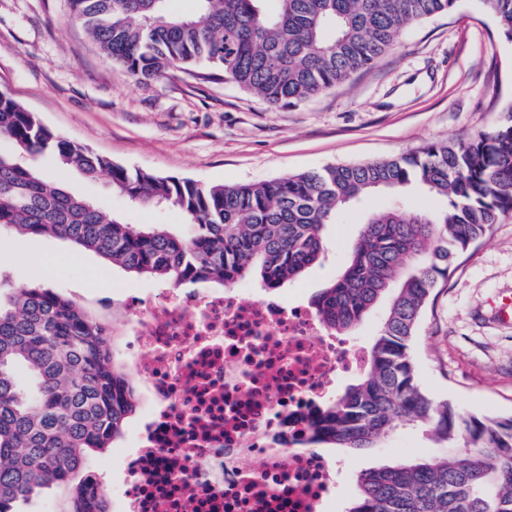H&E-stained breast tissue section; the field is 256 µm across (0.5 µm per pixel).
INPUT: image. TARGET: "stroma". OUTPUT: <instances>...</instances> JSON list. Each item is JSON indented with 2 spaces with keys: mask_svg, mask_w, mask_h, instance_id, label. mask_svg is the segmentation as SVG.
Segmentation results:
<instances>
[{
  "mask_svg": "<svg viewBox=\"0 0 512 512\" xmlns=\"http://www.w3.org/2000/svg\"><path fill=\"white\" fill-rule=\"evenodd\" d=\"M0 90L42 122L112 162L202 185L256 183L330 164L393 157L428 143L470 138L502 123L512 102V41L478 0L404 29L393 51L346 83L297 107L270 109L257 96L202 72L175 69L142 82L112 62L69 10L68 0H0ZM47 176L135 225L179 229L172 209H133L107 180L88 181L50 156ZM384 196L342 209L327 228L325 259L279 288L311 302L335 281L365 213ZM7 284L42 282L72 296L117 327L135 308L112 310L106 297L148 298L162 280L106 265L93 252L55 238L0 235ZM512 216L462 255L433 293L414 341V361L429 393L461 408L512 416ZM132 416L92 468L104 484L121 474L137 432ZM426 436L398 427L378 447L334 451L339 488L330 512H346L359 473L399 458L432 455Z\"/></svg>",
  "mask_w": 512,
  "mask_h": 512,
  "instance_id": "1",
  "label": "stroma"
}]
</instances>
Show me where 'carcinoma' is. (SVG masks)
I'll return each mask as SVG.
<instances>
[{"instance_id": "1", "label": "carcinoma", "mask_w": 512, "mask_h": 512, "mask_svg": "<svg viewBox=\"0 0 512 512\" xmlns=\"http://www.w3.org/2000/svg\"><path fill=\"white\" fill-rule=\"evenodd\" d=\"M76 19L138 80L207 68L273 108L298 106L347 82L393 50L400 32L456 0H69ZM512 39V0H479ZM0 230L68 240L137 276L171 285L229 287L256 276L282 287L316 264L338 210L375 192L340 276L312 306L347 335L383 297L389 308L357 383L324 403L311 448H375L399 424L444 449L358 476L346 512H512V416L465 410L421 385L412 345L421 317L455 261L512 214V105L503 125L397 157L329 165L259 183L202 186L115 164L54 132L0 90ZM51 154L88 179L105 175L134 205L171 207L186 231L136 227L47 179L26 158ZM421 190L444 201L413 205ZM115 325L64 292L0 293V512H22L63 487L64 512H108L93 457L121 435L138 402L115 358Z\"/></svg>"}]
</instances>
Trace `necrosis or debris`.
<instances>
[{
    "label": "necrosis or debris",
    "instance_id": "obj_1",
    "mask_svg": "<svg viewBox=\"0 0 512 512\" xmlns=\"http://www.w3.org/2000/svg\"><path fill=\"white\" fill-rule=\"evenodd\" d=\"M147 414L121 512H326L334 466L302 446L316 403L363 363L301 303L163 288L127 333Z\"/></svg>",
    "mask_w": 512,
    "mask_h": 512
}]
</instances>
